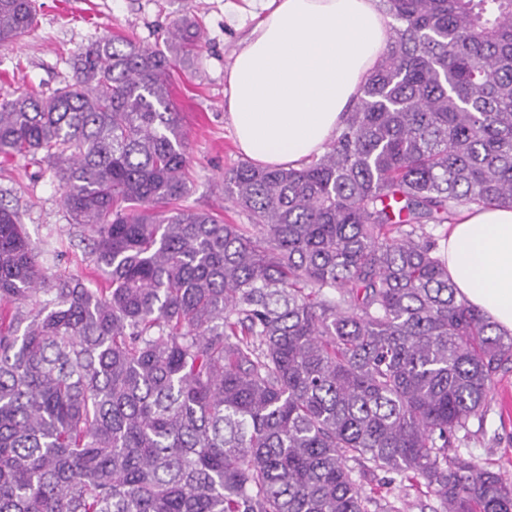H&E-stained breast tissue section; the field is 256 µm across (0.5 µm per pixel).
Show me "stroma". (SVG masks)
Wrapping results in <instances>:
<instances>
[{
    "label": "stroma",
    "mask_w": 512,
    "mask_h": 512,
    "mask_svg": "<svg viewBox=\"0 0 512 512\" xmlns=\"http://www.w3.org/2000/svg\"><path fill=\"white\" fill-rule=\"evenodd\" d=\"M38 27L0 46V97L24 91L51 92L71 83L69 59L94 37L130 34L143 45L156 42L159 28L182 17L198 25L202 50L195 61L174 71L171 94L188 139L191 192L187 203L245 223L240 208L220 189L227 169L244 162L227 119V74L234 52L252 25L250 0H41ZM0 204L16 211L55 274H88V251L81 229L61 203L52 173H40L30 160L0 156ZM489 405L470 420L459 448L512 481V369L495 377ZM368 488L394 486L401 512H434L439 503L425 486L401 475L378 471L363 480Z\"/></svg>",
    "instance_id": "stroma-1"
}]
</instances>
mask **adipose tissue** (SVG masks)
Segmentation results:
<instances>
[{"label":"adipose tissue","mask_w":512,"mask_h":512,"mask_svg":"<svg viewBox=\"0 0 512 512\" xmlns=\"http://www.w3.org/2000/svg\"><path fill=\"white\" fill-rule=\"evenodd\" d=\"M260 10L228 73L240 151L298 168L335 137L387 47L379 0H255ZM436 256L458 294L512 335V208L463 210Z\"/></svg>","instance_id":"1"}]
</instances>
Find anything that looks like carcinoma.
Here are the masks:
<instances>
[{
	"label": "carcinoma",
	"mask_w": 512,
	"mask_h": 512,
	"mask_svg": "<svg viewBox=\"0 0 512 512\" xmlns=\"http://www.w3.org/2000/svg\"><path fill=\"white\" fill-rule=\"evenodd\" d=\"M38 0H0V45ZM387 49L324 153L242 162L185 204L167 51L102 35L73 83L0 99V155H41L90 233L92 277L50 275L0 206V512H512V481L451 449L512 336L460 298L425 227L512 207V0H380ZM453 454H448V450ZM393 480L394 483L388 485ZM362 482L367 489L381 488L383 492L386 488L395 487V494L400 497L395 501V505L401 512H432L431 510L436 508L439 510V502L424 485L404 480L399 474L376 471L374 474L366 475Z\"/></svg>",
	"instance_id": "carcinoma-1"
}]
</instances>
